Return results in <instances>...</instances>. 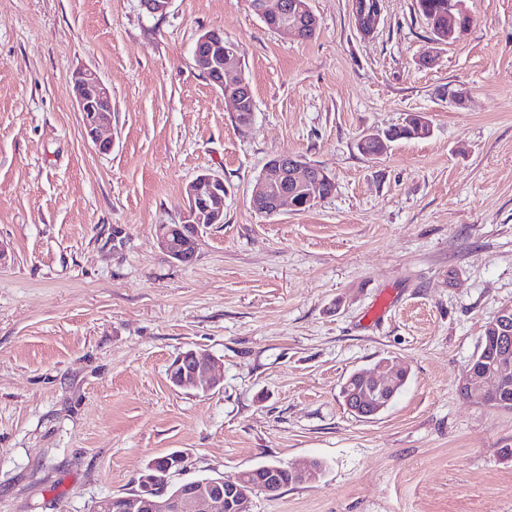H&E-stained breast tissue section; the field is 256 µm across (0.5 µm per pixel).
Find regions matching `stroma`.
Here are the masks:
<instances>
[{
  "instance_id": "obj_1",
  "label": "stroma",
  "mask_w": 512,
  "mask_h": 512,
  "mask_svg": "<svg viewBox=\"0 0 512 512\" xmlns=\"http://www.w3.org/2000/svg\"><path fill=\"white\" fill-rule=\"evenodd\" d=\"M308 4L315 35L287 39L248 0H0V512H91L176 450L174 485L321 461L252 512H512V410L459 391L512 305V0H464L442 46L418 0H380L368 37L351 0ZM213 29L249 126L195 65ZM86 68L112 95L108 153L73 98ZM410 113L428 137L359 151ZM283 154L336 189L266 216L253 187ZM204 173L224 221L181 263L154 230ZM190 349L224 377L209 393L169 380ZM384 359L404 389L355 416L342 384ZM377 0H357V2L352 1V14L355 22V26L358 29V31L363 34L364 36H370L372 35L376 29L378 28V25L380 23V7L379 2L378 5L371 10L370 18L367 23H362L361 16H360V5H366L370 6L374 4Z\"/></svg>"
}]
</instances>
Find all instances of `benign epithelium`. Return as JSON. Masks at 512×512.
Here are the masks:
<instances>
[{
	"mask_svg": "<svg viewBox=\"0 0 512 512\" xmlns=\"http://www.w3.org/2000/svg\"><path fill=\"white\" fill-rule=\"evenodd\" d=\"M255 10L264 18L281 21L277 31L287 38H301L308 28L317 26L315 15L302 0L292 4L286 0H259ZM352 14L361 34L370 36L378 28L380 7L373 8L368 22L364 23L361 21L359 4L354 0ZM466 15L463 0H448V27L442 29L440 39L434 40V44H440L442 39L455 42L460 20ZM193 55L196 67L207 79L214 80V85L220 89H229L226 97L232 102L234 110H239L249 99V87L241 77L230 83L225 81L226 75L238 64L236 45L216 41L209 30L198 38ZM71 83L86 138L102 152L111 150L112 139L104 136L105 131L112 127V96L108 88L91 69L74 73ZM277 171L285 172L286 181L276 186L275 192L269 191L273 180L271 174L261 176L255 185L252 205L268 197L272 201L271 207L259 210L261 214H274L286 204L299 210L301 205L295 200L298 190L304 194L307 204L312 205L316 195L321 193V181H331L327 172L315 174L303 159L290 155L277 158ZM223 191L224 180L211 174H202L188 184L181 224L177 227L156 225L155 236L160 248L179 262L186 263L193 258L192 241L183 229L223 223L224 209L204 206L207 198L224 199ZM498 317L500 323L493 337L491 358L480 359L479 367L469 363L461 376L460 389H475L485 395L512 379V329L509 328L512 307L501 309ZM397 374L398 370L388 361L355 373L344 385L348 408L364 418L377 415L396 392L394 380ZM169 376L175 386L203 393L221 383V378L212 370L210 360L193 350L175 360ZM185 463L186 455L181 451L153 459L142 470L137 490L128 496L102 497L95 502L92 512H251L255 495L277 492L286 487L281 472L287 469L302 471V467L294 465L286 469L279 466L263 467L257 469L260 477L255 480L237 473L230 477H205L170 486L171 475L183 470Z\"/></svg>",
	"mask_w": 512,
	"mask_h": 512,
	"instance_id": "benign-epithelium-1",
	"label": "benign epithelium"
}]
</instances>
